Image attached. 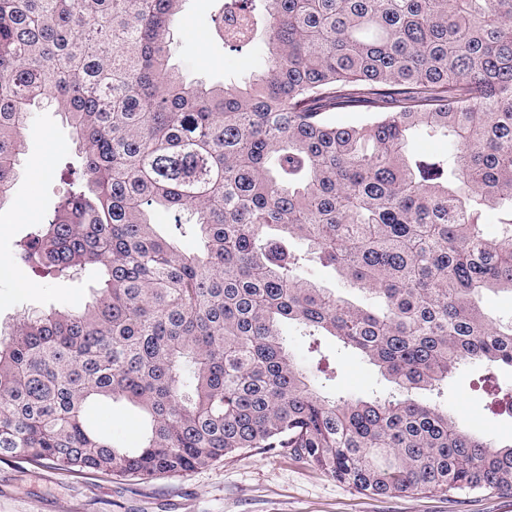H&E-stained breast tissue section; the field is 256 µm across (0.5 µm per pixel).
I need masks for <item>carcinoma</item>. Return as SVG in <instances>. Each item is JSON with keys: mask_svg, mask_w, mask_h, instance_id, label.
Here are the masks:
<instances>
[{"mask_svg": "<svg viewBox=\"0 0 512 512\" xmlns=\"http://www.w3.org/2000/svg\"><path fill=\"white\" fill-rule=\"evenodd\" d=\"M182 2L0 0V203L35 103L79 158L18 259L102 275L83 310L0 329V459L147 483L258 449L367 496H512V442L436 403L463 365L512 369V321L480 305L512 294V0H217L216 34L256 69L208 86L170 64ZM431 134L447 154L410 147ZM287 324L394 388L330 399ZM103 399L139 411L140 447L87 425Z\"/></svg>", "mask_w": 512, "mask_h": 512, "instance_id": "carcinoma-1", "label": "carcinoma"}]
</instances>
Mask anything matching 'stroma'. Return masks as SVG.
Masks as SVG:
<instances>
[{
    "mask_svg": "<svg viewBox=\"0 0 512 512\" xmlns=\"http://www.w3.org/2000/svg\"><path fill=\"white\" fill-rule=\"evenodd\" d=\"M217 8L216 0L182 4L176 25L181 49L173 63L188 80L217 84L250 75L251 59L228 52L211 34ZM25 135L27 149L12 198L0 206L2 325L33 310L77 311L92 298L93 271L47 280L17 259L18 242L43 223L65 189L57 162L77 158L71 127L45 105L34 106ZM322 344L336 356V378L326 388L329 395L364 396L388 389L375 366L338 352L334 338L324 337ZM484 372L481 366H463L449 377L442 404L464 429L493 443L511 442L512 417L491 414L478 388ZM87 418L125 447L140 442V418L133 408L98 402L90 406ZM0 512H512V497L471 494L464 505L456 506L438 496H366L288 454L251 450L182 478L140 484L2 460Z\"/></svg>",
    "mask_w": 512,
    "mask_h": 512,
    "instance_id": "stroma-1",
    "label": "stroma"
}]
</instances>
